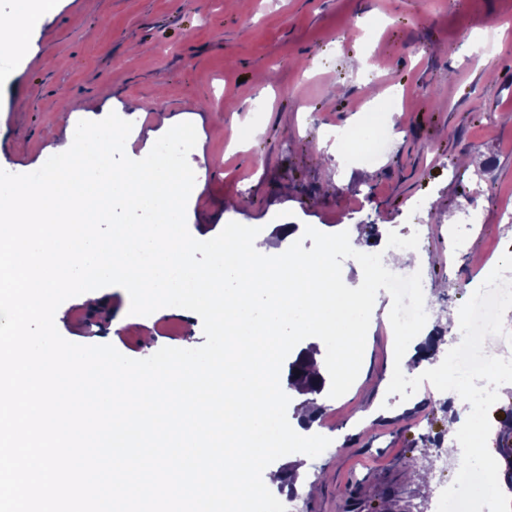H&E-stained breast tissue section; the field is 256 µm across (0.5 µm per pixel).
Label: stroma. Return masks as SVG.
I'll return each mask as SVG.
<instances>
[{
    "label": "stroma",
    "instance_id": "1",
    "mask_svg": "<svg viewBox=\"0 0 512 512\" xmlns=\"http://www.w3.org/2000/svg\"><path fill=\"white\" fill-rule=\"evenodd\" d=\"M494 27L496 49L479 39ZM31 57L0 70V169L22 174L59 153L75 120H133L129 157H145L170 127L193 123L190 196L199 240L231 221L258 227L257 250L284 252L305 225L359 230L380 252L416 256L430 315L467 306L498 278L488 262L512 247V0H58L30 31ZM380 110L399 127L374 165L341 153L335 134ZM470 212L474 223L462 221ZM64 301L68 341L110 344L144 359L185 338L205 341L200 317L165 307L121 331L129 304L103 288ZM392 301L379 291L358 378L342 397L320 394L319 456L291 454L307 493L296 512H429L454 483L430 435L448 417L420 386L388 394ZM414 468H404L406 458Z\"/></svg>",
    "mask_w": 512,
    "mask_h": 512
}]
</instances>
